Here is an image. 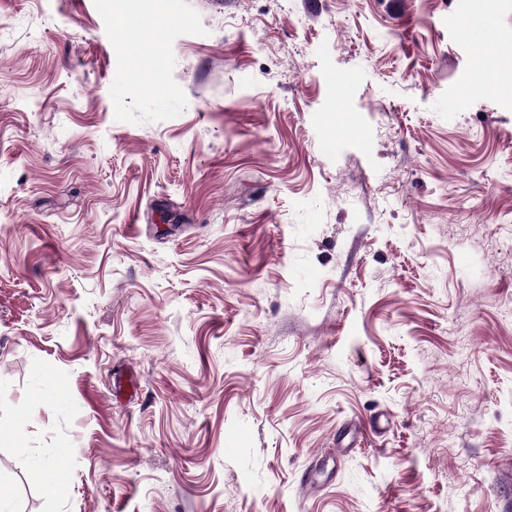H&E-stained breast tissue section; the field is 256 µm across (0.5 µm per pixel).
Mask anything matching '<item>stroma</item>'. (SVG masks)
Masks as SVG:
<instances>
[{"mask_svg": "<svg viewBox=\"0 0 512 512\" xmlns=\"http://www.w3.org/2000/svg\"><path fill=\"white\" fill-rule=\"evenodd\" d=\"M0 482L512 512V0H0Z\"/></svg>", "mask_w": 512, "mask_h": 512, "instance_id": "35a3bbf8", "label": "stroma"}]
</instances>
